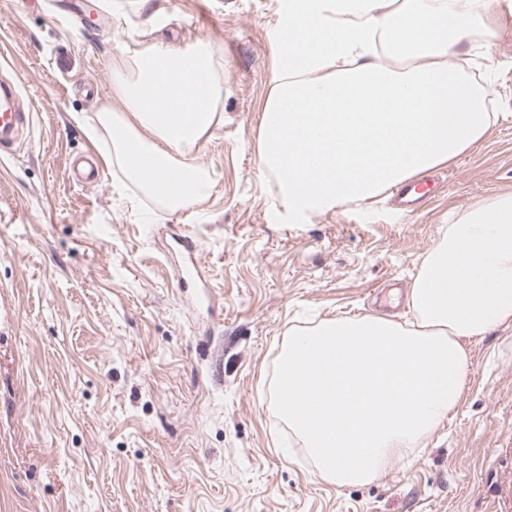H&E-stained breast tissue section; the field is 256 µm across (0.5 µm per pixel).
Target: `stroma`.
I'll list each match as a JSON object with an SVG mask.
<instances>
[{
    "mask_svg": "<svg viewBox=\"0 0 512 512\" xmlns=\"http://www.w3.org/2000/svg\"><path fill=\"white\" fill-rule=\"evenodd\" d=\"M284 0H93L65 28L46 0H0V53L21 82L28 143L0 156V512H507L512 326L469 342L456 412L371 482L323 479L274 400L290 328L368 313L412 320L406 295L450 224L512 194V0L447 56L496 118L432 169L439 196L401 216L390 191L289 213L257 145ZM220 49L224 120L197 156L217 184L170 213L97 153L88 125L112 72L155 42ZM191 235L207 287L177 286Z\"/></svg>",
    "mask_w": 512,
    "mask_h": 512,
    "instance_id": "35a3bbf8",
    "label": "stroma"
}]
</instances>
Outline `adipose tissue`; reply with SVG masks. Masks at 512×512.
Returning a JSON list of instances; mask_svg holds the SVG:
<instances>
[{
	"instance_id": "ef3b65f1",
	"label": "adipose tissue",
	"mask_w": 512,
	"mask_h": 512,
	"mask_svg": "<svg viewBox=\"0 0 512 512\" xmlns=\"http://www.w3.org/2000/svg\"><path fill=\"white\" fill-rule=\"evenodd\" d=\"M285 0L279 65L258 136L260 170L291 213L377 195L447 162L490 125L480 95L444 66L488 0ZM221 54L170 44L112 75L95 114L106 163L161 208L209 195L203 139L223 116ZM403 324L324 320L283 340L277 407L315 468L339 486L409 457L456 410L467 343L512 324V195L475 203L425 258Z\"/></svg>"
}]
</instances>
